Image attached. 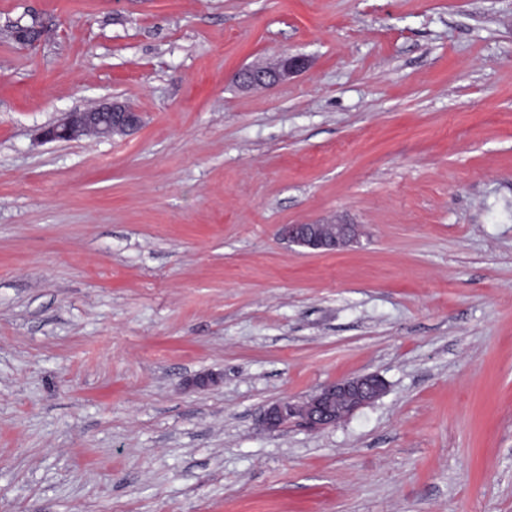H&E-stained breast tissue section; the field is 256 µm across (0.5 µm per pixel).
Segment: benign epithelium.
<instances>
[{"label": "benign epithelium", "mask_w": 512, "mask_h": 512, "mask_svg": "<svg viewBox=\"0 0 512 512\" xmlns=\"http://www.w3.org/2000/svg\"><path fill=\"white\" fill-rule=\"evenodd\" d=\"M310 65L299 55H283L268 68H246L235 75L243 89L273 87L287 81ZM141 123V114L128 103L112 100L81 112H68L62 120L41 132L46 141H72L85 135L111 137L126 134ZM289 242L317 252H332L353 244L359 235L355 224H289L282 229ZM385 380L377 374H360L319 386L305 398L282 399L264 411L263 423L275 431L298 423L310 429H323L339 423L386 392Z\"/></svg>", "instance_id": "7a95c632"}]
</instances>
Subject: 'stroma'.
I'll return each instance as SVG.
<instances>
[{
	"mask_svg": "<svg viewBox=\"0 0 512 512\" xmlns=\"http://www.w3.org/2000/svg\"><path fill=\"white\" fill-rule=\"evenodd\" d=\"M0 512H512V0H0ZM310 65L307 58L299 55H283L268 68H246L235 75V80L243 89L256 86L273 87L304 71ZM141 114L125 101L112 100L81 112H68L60 122L41 132L45 141H72L85 135L112 137L126 134L141 123ZM289 242L317 252H332L353 244L359 235L355 224H289L282 229ZM385 380L378 374H360L319 386L302 400L282 399L264 411L263 423L275 431L298 423L310 429L335 426L386 392Z\"/></svg>",
	"mask_w": 512,
	"mask_h": 512,
	"instance_id": "1",
	"label": "stroma"
}]
</instances>
